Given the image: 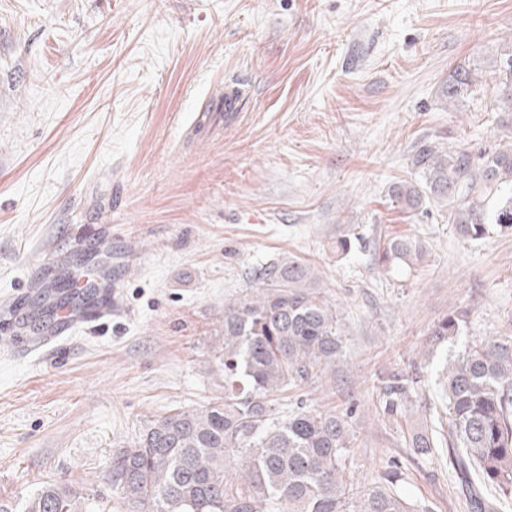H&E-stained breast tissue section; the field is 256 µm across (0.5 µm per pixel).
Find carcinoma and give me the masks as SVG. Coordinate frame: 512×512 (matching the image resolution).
<instances>
[{
    "mask_svg": "<svg viewBox=\"0 0 512 512\" xmlns=\"http://www.w3.org/2000/svg\"><path fill=\"white\" fill-rule=\"evenodd\" d=\"M498 108L512 112V45L493 61ZM483 69L458 65L440 86L452 105L476 91ZM419 182H400L391 198L404 211L434 201L463 239L512 232V143L493 153L423 143L412 158ZM415 237H392L377 255L382 268L422 261ZM311 267L274 262L251 294L224 304V400L152 420L112 453L105 478L129 512H430L406 496L395 470L357 491L343 479L350 453L345 417L303 401L281 413L274 396L336 366L344 331L336 310L316 294ZM468 312L453 310L435 325L437 340L461 335ZM408 379L384 386V413L409 402ZM448 465L470 512H512V332L467 341L450 356L440 387ZM238 472L226 474L229 460ZM86 493L47 482L22 512H86Z\"/></svg>",
    "mask_w": 512,
    "mask_h": 512,
    "instance_id": "obj_1",
    "label": "carcinoma"
}]
</instances>
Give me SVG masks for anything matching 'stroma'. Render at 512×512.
Listing matches in <instances>:
<instances>
[{
  "label": "stroma",
  "instance_id": "stroma-1",
  "mask_svg": "<svg viewBox=\"0 0 512 512\" xmlns=\"http://www.w3.org/2000/svg\"><path fill=\"white\" fill-rule=\"evenodd\" d=\"M512 41V0H0V311L41 264L97 254L121 308L45 354L0 331V512L47 481L86 487L92 512H126L101 480L149 422L224 396L215 351L224 304L271 261L310 264L345 325L335 367L278 395L348 417L345 474L388 467L432 512H468L436 431L449 342L435 323L468 312L465 337L512 330V234L458 237L447 206L391 201L416 147L472 152L512 138L486 81L455 106L438 88L459 64L490 68ZM249 92L226 120L212 88ZM217 128L184 133L197 115ZM361 247L337 257V238ZM412 235L410 268L376 249ZM416 377L405 414L383 412L394 375ZM426 253L425 245L415 237H392L379 248L377 263L383 269L406 265L411 267L422 261Z\"/></svg>",
  "mask_w": 512,
  "mask_h": 512
}]
</instances>
